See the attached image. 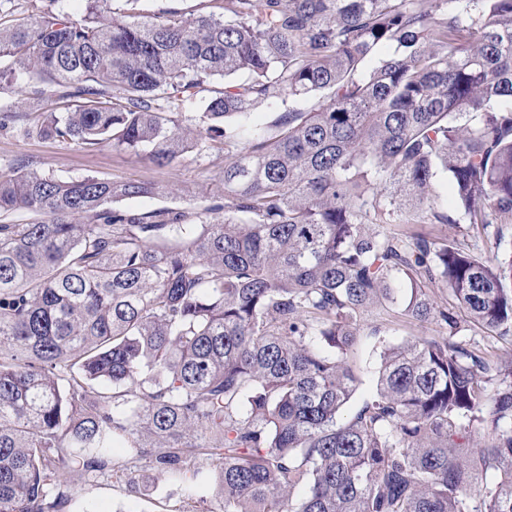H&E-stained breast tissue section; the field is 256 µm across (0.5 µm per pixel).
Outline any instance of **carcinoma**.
<instances>
[{"label":"carcinoma","instance_id":"obj_1","mask_svg":"<svg viewBox=\"0 0 512 512\" xmlns=\"http://www.w3.org/2000/svg\"><path fill=\"white\" fill-rule=\"evenodd\" d=\"M386 42L403 54L366 71ZM22 76L75 102L38 113L44 137L168 166L204 134L227 162L224 203L195 213L121 208L150 184L0 176V213L43 216L0 224V512H61L73 472L136 492L140 460L193 480L197 458L219 462L220 512H512V362L458 340L512 331V252L414 229L512 224V0L146 20L86 0L0 26V89ZM377 307L443 334L384 347L376 395L345 419ZM115 441L128 457L101 453Z\"/></svg>","mask_w":512,"mask_h":512}]
</instances>
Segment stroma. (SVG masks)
Masks as SVG:
<instances>
[{
	"instance_id": "35a3bbf8",
	"label": "stroma",
	"mask_w": 512,
	"mask_h": 512,
	"mask_svg": "<svg viewBox=\"0 0 512 512\" xmlns=\"http://www.w3.org/2000/svg\"><path fill=\"white\" fill-rule=\"evenodd\" d=\"M224 0H138L139 14L150 16L168 12L176 16L220 13ZM58 15H76L85 8L84 0H0V23L23 21L40 9ZM62 111L53 87H45L35 95L32 84L24 82L0 93V103L13 104L11 117L0 120V174L26 165L39 173L61 179H79L94 175L115 181H137L165 187L162 195L127 201L128 209L147 212L159 209L191 212L199 205L222 197V176L226 154L223 140L202 139L197 150L185 154L171 167L153 164L145 154H134L104 146L83 150L36 134L34 122L27 114L34 100ZM436 324L421 326L394 319L378 336H360L349 363L359 377L356 391L345 409L353 415L375 392V373L384 345L397 344L413 338L439 336ZM202 478L182 481L167 475L158 476L147 492H130L125 483L101 477L92 481L73 478L71 498L63 512H113L123 505L126 512H218L219 503L213 494L218 464L211 459L197 461Z\"/></svg>"
}]
</instances>
